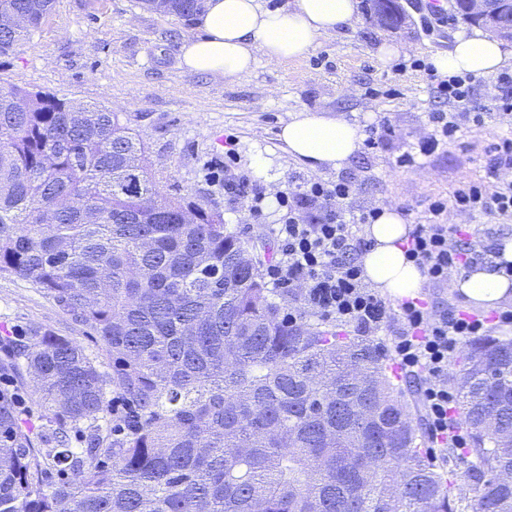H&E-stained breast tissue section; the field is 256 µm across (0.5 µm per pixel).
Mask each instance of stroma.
Segmentation results:
<instances>
[{"instance_id":"obj_1","label":"stroma","mask_w":512,"mask_h":512,"mask_svg":"<svg viewBox=\"0 0 512 512\" xmlns=\"http://www.w3.org/2000/svg\"><path fill=\"white\" fill-rule=\"evenodd\" d=\"M423 2L400 0L406 14L400 30L378 28L361 16L352 27L321 37L305 58L278 65L261 61L251 73L227 80L181 67V47L197 34L194 22L149 11L140 0H55L28 41L0 56V84L117 112L146 145L166 193L222 211L229 231L270 259L277 244L268 227L277 223V213L270 208L252 216L250 198L226 197L223 183L209 181L207 171L220 177L232 166L271 200L288 185L313 178L331 182L345 173L359 184L356 207L392 205L409 224L428 223V203L449 198L459 181L487 180L486 151L495 135L512 131L511 123L464 126L454 143L423 164L395 165L397 156L429 133V112L449 109L437 94V78L411 67V60L431 61L471 30L449 7L426 30L417 11ZM385 42L399 53L383 64L376 51ZM301 109L336 115L364 130L386 112L395 134L381 149H359L344 170L316 172L278 137L282 124ZM230 133L237 146L228 163L223 141ZM440 221L465 229L466 241L481 247L495 249L512 239V221L489 214L450 208ZM35 327L97 348L52 300L15 276L0 275V340Z\"/></svg>"}]
</instances>
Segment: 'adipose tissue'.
Instances as JSON below:
<instances>
[{"label": "adipose tissue", "mask_w": 512, "mask_h": 512, "mask_svg": "<svg viewBox=\"0 0 512 512\" xmlns=\"http://www.w3.org/2000/svg\"><path fill=\"white\" fill-rule=\"evenodd\" d=\"M358 0H289L265 8L261 0H205L195 17L198 34L181 48V63L191 72L234 79L248 74L258 60L272 65L309 54L319 38L357 19ZM512 61V49L475 29L457 37L432 64L437 74L469 73L488 77ZM279 137L290 154L312 170L341 169L358 150L362 132L340 117L296 112ZM410 231L395 207L383 206L366 233L372 246L362 257L366 280L395 300L418 296L426 283L403 249ZM456 290L471 305L494 308L512 297V240H503L493 262L475 264L453 276Z\"/></svg>", "instance_id": "obj_1"}]
</instances>
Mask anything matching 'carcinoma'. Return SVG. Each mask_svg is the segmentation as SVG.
<instances>
[{"mask_svg":"<svg viewBox=\"0 0 512 512\" xmlns=\"http://www.w3.org/2000/svg\"><path fill=\"white\" fill-rule=\"evenodd\" d=\"M53 3L0 0L31 16L0 31V55ZM143 4L189 20L204 0ZM245 244L221 211L163 191L117 113L0 85V274L112 362L50 328L8 343L0 376L30 379L44 414L33 433L0 389V512H512L498 437L512 431V339L465 343L454 380L470 460L441 472L379 344L288 324L259 265L237 261Z\"/></svg>","mask_w":512,"mask_h":512,"instance_id":"1","label":"carcinoma"}]
</instances>
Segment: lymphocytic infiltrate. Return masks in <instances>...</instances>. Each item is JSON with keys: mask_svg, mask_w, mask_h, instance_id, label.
Here are the masks:
<instances>
[{"mask_svg": "<svg viewBox=\"0 0 512 512\" xmlns=\"http://www.w3.org/2000/svg\"><path fill=\"white\" fill-rule=\"evenodd\" d=\"M474 82V77L466 74L438 84L439 94L453 109L430 113L432 134L399 156L398 167L417 166L419 157L431 156L455 141L468 123L512 118V74L496 77L494 91L480 112L470 108ZM357 192L355 179L342 176L333 182L309 180L276 197L279 221L268 230L279 244V254L264 271L267 283L292 291L294 303L285 314L288 323L310 318L332 320L358 336H389V350L396 362L420 382L426 429L432 439L449 441L455 448L466 447L467 430L450 416L455 396L448 389V360L466 339L486 335L488 323L460 309L431 315L420 297L404 300L395 308L371 288L360 262L371 243L360 236L359 227L375 223L380 210L353 208L351 202ZM450 206L512 220V181H462L450 199L429 203L433 220L413 226L406 254L436 285L447 280L450 269L465 267L467 261L482 256L474 244L452 240L451 228L440 222V215Z\"/></svg>", "mask_w": 512, "mask_h": 512, "instance_id": "f902f5d3", "label": "lymphocytic infiltrate"}]
</instances>
